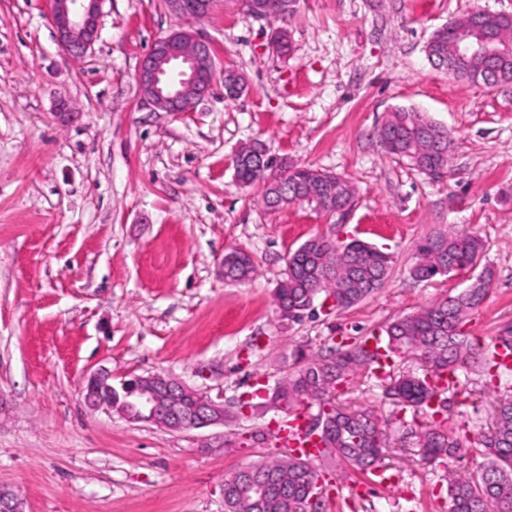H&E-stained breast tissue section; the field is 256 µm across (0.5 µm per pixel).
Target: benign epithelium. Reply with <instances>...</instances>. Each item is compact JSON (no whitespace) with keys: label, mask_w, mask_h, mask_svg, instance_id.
<instances>
[{"label":"benign epithelium","mask_w":512,"mask_h":512,"mask_svg":"<svg viewBox=\"0 0 512 512\" xmlns=\"http://www.w3.org/2000/svg\"><path fill=\"white\" fill-rule=\"evenodd\" d=\"M105 0H52L51 24L62 51L71 58H81L92 49L99 34L101 6ZM170 9L188 19L201 16L213 7V0H195L187 10L185 0H167ZM486 10L475 8L464 19L465 28L449 44L451 58L436 66L453 70L467 67L474 82L491 83L499 75L498 67L512 55V43L501 44L480 24ZM215 81V65L210 44L198 32L180 27L158 38L142 58L138 71L140 92L145 102L164 112H188L192 104L204 99ZM243 163L265 165L261 148L243 147L235 155ZM153 387L141 392L140 410L120 415L132 420L152 422L170 430H195L222 425V419H209L212 401L203 398L194 414L177 413L179 389L184 384L151 376ZM112 376L106 372L92 375L85 386V399L93 407L115 409L112 402Z\"/></svg>","instance_id":"benign-epithelium-1"}]
</instances>
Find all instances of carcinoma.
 Returning a JSON list of instances; mask_svg holds the SVG:
<instances>
[{
    "instance_id": "obj_1",
    "label": "carcinoma",
    "mask_w": 512,
    "mask_h": 512,
    "mask_svg": "<svg viewBox=\"0 0 512 512\" xmlns=\"http://www.w3.org/2000/svg\"><path fill=\"white\" fill-rule=\"evenodd\" d=\"M485 27L512 39V22L505 23L498 14L486 16ZM385 151L409 161L421 172L441 175L448 166L451 137L448 130L427 120L420 113L397 107L387 113L377 131ZM283 183L289 191L280 206L295 202L294 189L307 196L308 203L324 214H334L344 207L348 190L343 180L329 172L309 167L280 166ZM267 173L244 165L238 170V182L260 188L264 209L271 204L274 189ZM486 243L471 232L450 231L429 237L417 246V261L411 275L430 280L449 275L459 268L480 266ZM392 267L390 254L359 239L339 243L316 235L289 252L286 278L275 292L276 307L282 322L301 320L308 307L321 294L331 293L336 310H347L383 288ZM255 273L253 259L244 252L224 254V280L245 283ZM481 280L455 296L436 301L418 312L387 325V349L395 354H409L420 361L425 373L387 376L390 398L405 407L430 406L441 392L434 377L442 369L455 374L488 364L479 340L465 331L468 314L486 299L491 272L482 269ZM374 355L366 341L358 339L339 344L326 353L294 355V370L277 382L262 408L285 406L290 413L300 405H319L317 417L325 433L318 463L296 458L289 452L263 456L253 463L249 474L235 470L224 477V512H326V499L308 504V493H317L319 467L340 465L355 473L371 475L384 467L383 445L377 418L369 411H351L331 402L330 394L349 378L372 372ZM464 447L452 430L432 423L422 429V454L429 462L453 458ZM480 454L483 463L474 473L457 474L448 479V512H512V394L497 400L492 429L483 436ZM262 484L266 496L255 498L251 487Z\"/></svg>"
}]
</instances>
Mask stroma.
<instances>
[{
    "label": "stroma",
    "mask_w": 512,
    "mask_h": 512,
    "mask_svg": "<svg viewBox=\"0 0 512 512\" xmlns=\"http://www.w3.org/2000/svg\"><path fill=\"white\" fill-rule=\"evenodd\" d=\"M512 15V0H299L290 18L257 20L218 0L193 21L223 81L191 111L164 112L140 93L139 64L180 26L164 0H105L91 52L62 54L50 0H0V489L23 512H224V476L279 452L284 413L241 415L291 369L296 348L382 335L395 319L458 294V276L414 279L416 247L448 230L478 233L489 292L466 329L493 351L512 325V84H474L434 67V30L474 8ZM285 29L288 54L271 37ZM67 102L70 117L59 116ZM453 136L432 178L381 148L396 107ZM260 142L277 160L336 173L354 205L343 218L295 203L270 212L234 177L233 157ZM325 235L394 256L384 287L345 311L284 327L274 290L286 257ZM249 254L244 284L224 255ZM175 378L236 410L225 424L173 431L84 399L87 378ZM476 395L446 427L471 451L450 465L419 456L412 413L357 378L337 391L385 436L392 484L350 476L328 485L330 512H448V471H475L474 450L512 372L470 374ZM256 269L253 259L244 252L233 251L224 255V279L231 283H245L252 279Z\"/></svg>",
    "instance_id": "35a3bbf8"
}]
</instances>
